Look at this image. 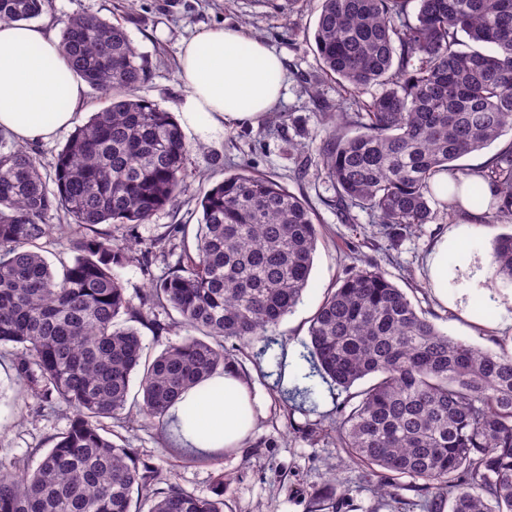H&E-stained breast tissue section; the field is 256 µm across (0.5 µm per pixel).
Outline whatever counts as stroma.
Wrapping results in <instances>:
<instances>
[{"instance_id":"35a3bbf8","label":"stroma","mask_w":512,"mask_h":512,"mask_svg":"<svg viewBox=\"0 0 512 512\" xmlns=\"http://www.w3.org/2000/svg\"><path fill=\"white\" fill-rule=\"evenodd\" d=\"M319 0H304L300 9H275L268 0H52L41 15L63 32L76 14H94L122 25L150 62V76L139 96L175 112L184 96L177 73L182 39L198 28L237 24L280 52L288 81L277 114L260 124H245L207 141L187 136L193 195L224 177L247 169L270 177L308 200L320 235L314 265L302 302L278 325V339L268 355L258 346L239 347L229 340L226 356L247 383L262 414L249 446L213 460L171 451L168 432L125 419L109 422V436L134 448L170 482L196 495L210 496L216 476H223L231 512H311V494L342 491L336 512H394L393 502L360 484L357 468L336 446V407L345 395L311 371L309 320L328 289L346 277L359 261L379 263L416 308L426 312L450 336L493 351L512 350V334L481 323L463 306L436 307L423 260L450 219L439 200L430 203L436 218L415 233L392 238L381 234L372 216L356 212L353 220L337 218L333 188L315 173L299 176L298 162L316 157L329 131L330 112H352L353 94L327 78L315 53L314 31ZM199 215L192 201L157 213L138 227L143 240L164 235L168 225L183 224L187 233L172 251L157 254L150 273L131 264L119 271L125 295L138 300L152 281L166 277L194 250ZM70 424L63 406L43 405L34 386L19 378L12 348H0V460L26 457L32 449H48Z\"/></svg>"}]
</instances>
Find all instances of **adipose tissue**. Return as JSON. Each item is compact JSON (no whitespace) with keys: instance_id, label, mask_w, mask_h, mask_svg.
Masks as SVG:
<instances>
[{"instance_id":"1","label":"adipose tissue","mask_w":512,"mask_h":512,"mask_svg":"<svg viewBox=\"0 0 512 512\" xmlns=\"http://www.w3.org/2000/svg\"><path fill=\"white\" fill-rule=\"evenodd\" d=\"M180 78L185 95L179 106L184 124L208 139L215 132L260 123L286 89V74L276 48L249 36L237 25L207 27L183 40ZM85 86L75 74L61 40L44 24L0 23V133L26 145L51 140L77 120ZM434 193L458 197L463 209L456 226L436 237L425 259L426 280L440 305L459 300L482 309L501 327L512 316L498 306L485 286L483 271L472 265L466 240L485 230L489 203L497 189L474 174L454 182L440 173ZM480 204H473V196ZM458 255L449 264V255ZM184 447L200 452H233L246 446L256 423L248 389L231 369L188 391L167 416Z\"/></svg>"}]
</instances>
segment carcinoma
Here are the masks:
<instances>
[{"label":"carcinoma","mask_w":512,"mask_h":512,"mask_svg":"<svg viewBox=\"0 0 512 512\" xmlns=\"http://www.w3.org/2000/svg\"><path fill=\"white\" fill-rule=\"evenodd\" d=\"M320 0L314 31L321 70L353 93L376 86L357 112L329 117L315 161L336 192V213L358 207L387 235L431 223L433 177L512 132V0ZM49 0H0V22L39 17ZM61 41L74 71L112 95L57 155L53 176L37 153L0 138V346L42 402L73 410L68 429L35 468L0 462V512H225L224 474L200 497L161 478L107 436L125 416L161 427L169 408L228 367L224 342L276 344L301 303L319 238L309 203L262 175L231 174L196 197L195 254L155 282L139 304L117 269L150 273L154 252L184 237L171 224L144 244L135 228L188 195L189 147L171 113L137 95L149 65L126 30L93 14L72 17ZM512 223V141L481 167ZM77 228L62 272L37 251L52 216ZM101 224H125L119 244ZM496 283L512 284V233L491 253ZM176 311L185 335L144 358L139 330ZM318 371L346 393L336 446L381 494L408 488L430 512H512V353L441 331L388 273L368 263L328 291L310 319ZM139 375L142 402L126 410ZM356 392L350 389L360 383ZM409 479L404 485L401 479ZM312 512L336 509L313 496Z\"/></svg>","instance_id":"obj_1"}]
</instances>
